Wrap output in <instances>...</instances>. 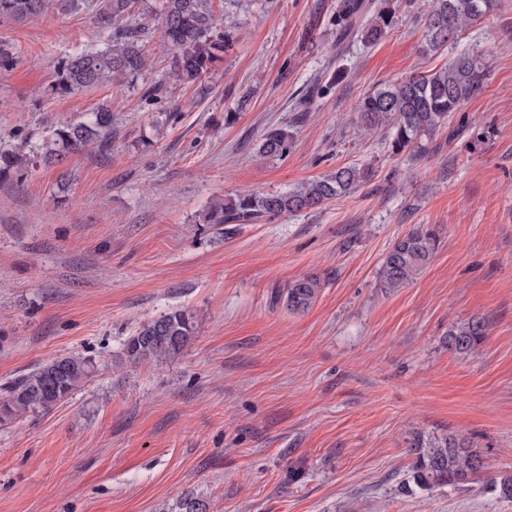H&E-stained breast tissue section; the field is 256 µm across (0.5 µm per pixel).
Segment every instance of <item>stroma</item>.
I'll return each instance as SVG.
<instances>
[{"mask_svg":"<svg viewBox=\"0 0 512 512\" xmlns=\"http://www.w3.org/2000/svg\"><path fill=\"white\" fill-rule=\"evenodd\" d=\"M88 0L0 23L19 59L0 70V142L39 140L97 106L107 153L70 156L72 178L30 163L0 181V387L79 353L95 371L51 410L0 424V512H512L492 480L512 474V0L452 45L423 51L428 0H395L377 43L336 47V0L238 11L224 59L201 85L170 76L148 27L132 82L52 94L53 66L104 47ZM490 64L480 95L420 148L392 154L354 107L380 83L443 67L462 50ZM232 120H225V113ZM279 128L293 147L257 154ZM369 168L348 196L255 224H206L211 200L285 192L336 167ZM441 244L406 287L379 286L413 225ZM316 301H271L303 275ZM182 309L195 341L131 363L129 336ZM485 318L461 356L451 326ZM467 436L489 467L460 487L407 486L416 435Z\"/></svg>","mask_w":512,"mask_h":512,"instance_id":"stroma-1","label":"stroma"}]
</instances>
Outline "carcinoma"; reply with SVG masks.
<instances>
[{
  "instance_id": "1",
  "label": "carcinoma",
  "mask_w": 512,
  "mask_h": 512,
  "mask_svg": "<svg viewBox=\"0 0 512 512\" xmlns=\"http://www.w3.org/2000/svg\"><path fill=\"white\" fill-rule=\"evenodd\" d=\"M77 0H0V22L21 21L44 13L53 4L66 12ZM144 0H103L96 14L98 26L109 34L102 50L72 53L54 66L51 91L74 95L84 89L134 80L146 64L142 33L127 25ZM160 3L162 40L176 49L171 74L185 86H193L222 59L230 28L217 31L219 15L213 0H156ZM424 17L427 52L438 51L457 40L471 26L493 12L499 0H429ZM339 37L363 34L374 41L394 22L390 0H337L335 13ZM489 63L484 53L466 51L448 64L428 74L416 73L401 81L379 84L357 102L355 111L363 127L389 129L392 153L401 154L422 146L424 138L448 123L453 115L485 87ZM112 144V113L101 108L82 113V119L54 125L37 146L23 140L0 145V180L18 175L36 153L51 166L62 165L69 155L89 149L106 151ZM290 149L289 135L280 129L263 134L259 153L283 157ZM366 168L341 167L324 177L303 183L283 193H239L215 201L208 207L205 224H249L284 213L313 209L328 200L356 191L369 180ZM440 244L438 231L420 224L398 238L383 259L381 287L403 288L418 275ZM320 279L299 277L278 289L273 296L293 311H304L315 301ZM488 324L473 317L448 329V350L469 355L487 337ZM196 336L193 313L175 310L139 326L125 343L129 360L170 359L181 354ZM91 358L81 354L56 357L24 374L4 388L0 398V423L29 411L51 409L67 398L93 373ZM416 452L410 480L420 490L444 486H465L486 469L473 444L448 433L442 437L416 436L411 441ZM179 512H208V503L187 495L177 504Z\"/></svg>"
}]
</instances>
